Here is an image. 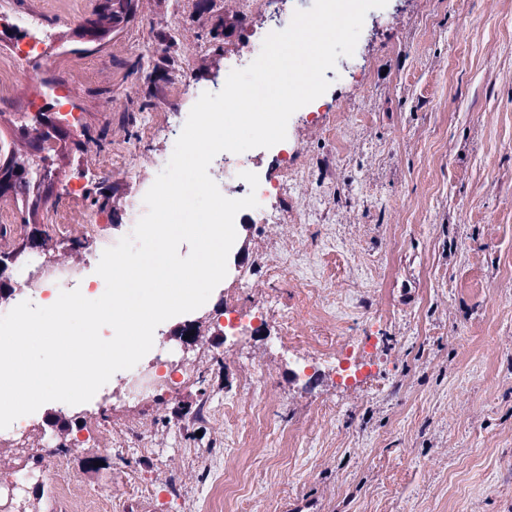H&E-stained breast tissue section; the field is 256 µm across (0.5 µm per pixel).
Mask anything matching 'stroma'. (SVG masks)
<instances>
[{
  "mask_svg": "<svg viewBox=\"0 0 512 512\" xmlns=\"http://www.w3.org/2000/svg\"><path fill=\"white\" fill-rule=\"evenodd\" d=\"M98 0H0L53 34L94 17ZM277 0H136L100 47L55 58L42 76L84 73L71 104L86 130L56 165L84 224H52L60 262L99 282L92 235L110 237L152 163L194 104L181 70L240 65L233 22L259 39ZM163 130L147 134L154 116ZM297 172L281 204L293 224H254L263 266L239 291L218 287L196 320L184 384L140 400L102 386L74 427L125 439L73 446L47 420L0 446V483L39 455L62 470L40 491L81 512H512V0H388L370 10L312 112L287 125ZM136 143L132 165L103 171L109 144ZM112 189V210L94 205ZM295 278L271 289L266 268ZM288 312L235 341L225 310ZM330 345L322 356V345ZM234 401L235 418L225 415Z\"/></svg>",
  "mask_w": 512,
  "mask_h": 512,
  "instance_id": "stroma-1",
  "label": "stroma"
}]
</instances>
